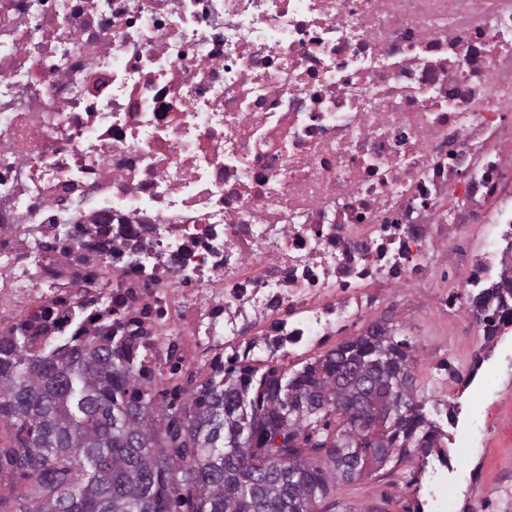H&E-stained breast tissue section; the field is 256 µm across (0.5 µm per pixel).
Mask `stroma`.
<instances>
[{
	"label": "stroma",
	"mask_w": 512,
	"mask_h": 512,
	"mask_svg": "<svg viewBox=\"0 0 512 512\" xmlns=\"http://www.w3.org/2000/svg\"><path fill=\"white\" fill-rule=\"evenodd\" d=\"M414 321L430 328L435 325L429 312H419L412 319L402 313L393 321L395 337L408 345L414 390L425 405L427 419L437 429L440 445L426 455L412 451L392 456L386 464L373 467L367 478L333 484L332 495L348 504L350 512H448L447 505L432 494L434 479L439 476L455 487L463 512H503L512 491L501 488L496 474L503 465L512 466V437L501 443L493 437L476 440L465 452H458L456 440L466 432L476 405L469 391L461 388L454 389L446 400L436 396L437 380L429 373L433 361L423 348L424 339L409 333ZM476 466L486 467L490 475L478 491L460 482L461 473Z\"/></svg>",
	"instance_id": "stroma-1"
}]
</instances>
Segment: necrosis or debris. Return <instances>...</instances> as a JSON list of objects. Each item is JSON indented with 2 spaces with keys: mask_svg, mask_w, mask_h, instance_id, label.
I'll return each instance as SVG.
<instances>
[{
  "mask_svg": "<svg viewBox=\"0 0 512 512\" xmlns=\"http://www.w3.org/2000/svg\"><path fill=\"white\" fill-rule=\"evenodd\" d=\"M512 279V0H0V335L157 402Z\"/></svg>",
  "mask_w": 512,
  "mask_h": 512,
  "instance_id": "4bbe7bcc",
  "label": "necrosis or debris"
}]
</instances>
